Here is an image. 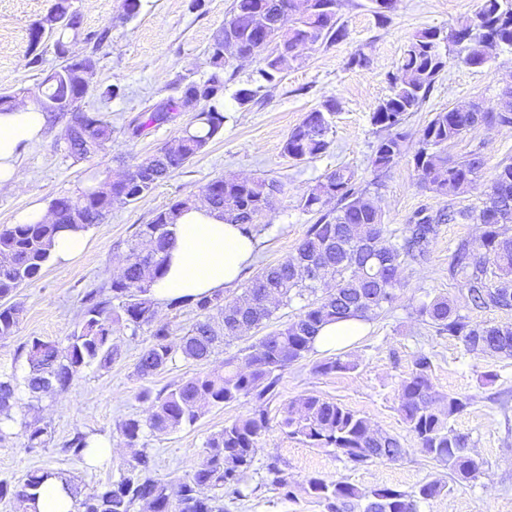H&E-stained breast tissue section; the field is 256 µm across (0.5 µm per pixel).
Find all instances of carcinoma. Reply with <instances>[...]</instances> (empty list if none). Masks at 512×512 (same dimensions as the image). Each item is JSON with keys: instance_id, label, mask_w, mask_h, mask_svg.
I'll return each instance as SVG.
<instances>
[{"instance_id": "carcinoma-1", "label": "carcinoma", "mask_w": 512, "mask_h": 512, "mask_svg": "<svg viewBox=\"0 0 512 512\" xmlns=\"http://www.w3.org/2000/svg\"><path fill=\"white\" fill-rule=\"evenodd\" d=\"M342 0H233L230 18L213 37L209 47L212 73L202 82L179 83V96L145 110L129 124L131 134L140 135L151 125L174 118L183 107L200 110L182 130L176 147H165L141 161L121 181L89 187L75 199L52 201L49 224L0 226V337L11 336L19 322L20 307L11 302L17 288L40 276L50 258V244L61 229L86 230L100 223L116 205L137 201L159 182L184 167L201 153L221 132L224 115V66L227 55L259 59L257 81L272 84L282 72L284 57L264 54L273 44L277 50L294 56L300 42L311 46L343 40L346 28L339 15ZM80 17L71 0H56L52 10L35 22L31 43L39 45L54 39L55 55L62 64L51 69L37 90L31 92L47 112L67 118L64 142L69 155L85 159L112 143V126L97 112L81 105L90 87L80 82L76 71L97 64L94 56L71 55L65 33L78 35ZM452 37L438 28L421 30L408 43L396 72L389 76L390 94L372 112L371 124L385 132L371 156L376 172L390 169L405 150L406 135L401 127L410 112H416L427 98L437 76L445 67L441 47L467 65L480 66L499 51L512 49V0H479L473 17L454 27ZM336 117V102L327 101L307 113L288 134L283 153L294 161H309L324 153ZM512 127V88L502 94L496 107L476 104L461 110L452 107L434 113L421 130L413 163L424 187L438 195L468 192L481 177L484 159L470 151L461 158L448 156V144L456 142L480 125ZM357 172L341 166L307 189L300 200L306 212L320 217L310 225L295 254L261 270L244 291L231 299L217 293L195 302L174 300L172 307L191 306L203 319L180 338L170 341L166 323H154V300L150 283L164 275L165 259L171 245L169 227L176 217L196 200L186 197L158 211L151 222L142 225L139 236L146 240L145 252L132 249L120 277L112 280L111 295L98 290L84 296L77 328L63 345L34 336L23 347L30 372L19 384L12 375L0 376V417L12 420L10 410L20 389L36 396L55 389H67L82 370L91 365L107 368L120 357L112 343L115 332L131 330V335L153 326L151 342L141 353L136 373L148 379L163 370L180 354L203 361L221 342L238 339L260 327L273 316L271 300L288 303L295 298L311 299L296 320L267 333L251 345L245 368L224 363V371L198 373L156 394L148 388L140 399L154 398L148 420L128 418L120 430L129 448L138 446L144 429L166 433L195 424L211 407L250 397L258 406L246 417L224 424L206 441V457L194 468L188 480L171 494L166 483L146 476L152 456L145 449L134 453L119 479L98 485L75 504L76 512H136L142 505L148 512H224L218 491L231 488L241 493L259 449L267 417L262 404L274 392L281 373L314 350L320 327L328 322L361 318L370 320L384 306L393 303L403 287L402 271L406 258L425 255L436 234L433 221L474 220L483 225L477 249L461 245L452 257L450 271L468 283L467 302L479 308L512 309V161L499 164L485 200L478 210L450 211L433 219L420 218L402 240L388 236L381 211L367 190L356 187ZM283 191L275 179H214L203 189L204 201L224 214V220L243 225L245 233L256 231L260 216L270 209L272 198ZM336 208L326 211L330 201ZM330 291L317 295L326 281ZM222 320V330L211 323V312ZM418 316L437 332L462 340L472 352L498 353L512 357V323L473 324L445 297L422 303ZM357 364L340 356L315 366L321 374L352 370ZM432 361L419 355L411 372L400 384L399 412L420 447L435 462L448 468L458 480L474 477L482 462L467 451L468 438L453 428L452 421L470 404L467 396L448 395L443 410L435 408L437 394L431 381ZM280 429L312 448H330L338 457L354 464L375 460L396 462L404 457L398 437L372 428L362 414L316 395H302L284 408ZM25 447H46L48 425L21 421ZM92 448L87 435L76 433L64 451L81 458ZM57 476L48 469L27 475L22 483L0 484V498L8 495L23 504L32 503L44 480ZM270 484L289 488L288 474L276 464L267 468ZM447 485L429 481L418 490L407 492L392 487L361 490L345 481H329L312 476L306 480V494L326 503L328 512H354V503H363L360 512H417V500L431 499Z\"/></svg>"}]
</instances>
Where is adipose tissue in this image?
Here are the masks:
<instances>
[{
	"label": "adipose tissue",
	"instance_id": "adipose-tissue-1",
	"mask_svg": "<svg viewBox=\"0 0 512 512\" xmlns=\"http://www.w3.org/2000/svg\"><path fill=\"white\" fill-rule=\"evenodd\" d=\"M47 114L34 104H18L0 112V189L16 188L21 180L20 158L42 140ZM173 244L166 272L150 285L160 303L174 299L198 300L233 287L243 276L256 249V238L207 203L183 211L171 228Z\"/></svg>",
	"mask_w": 512,
	"mask_h": 512
}]
</instances>
